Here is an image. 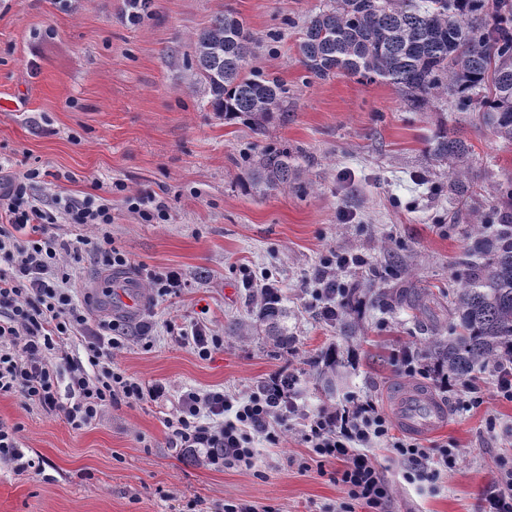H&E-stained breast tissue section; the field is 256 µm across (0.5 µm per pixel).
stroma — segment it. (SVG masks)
Listing matches in <instances>:
<instances>
[{"instance_id":"obj_1","label":"stroma","mask_w":512,"mask_h":512,"mask_svg":"<svg viewBox=\"0 0 512 512\" xmlns=\"http://www.w3.org/2000/svg\"><path fill=\"white\" fill-rule=\"evenodd\" d=\"M324 3L149 0L133 24L123 0H0V173L39 168L34 194L50 211L93 191L107 199L109 231L142 300L151 296L142 269L174 268L189 283L179 297L157 301L151 346L137 337L139 319L120 322L128 341L114 363L164 383V401H121L75 429L62 415L0 396V422L20 426L26 457L44 461L39 473L0 461V512H224L238 503L256 512H336L347 493L337 463L318 462L304 441L306 418L354 399L385 406L387 391L403 383L429 386L445 403L448 425L424 445L457 449L458 461L436 483L411 484L406 463L374 447L389 492L384 512H482L501 466H512V402L498 397L492 373L473 376L484 402L466 411L398 362L452 321L449 296L465 274L470 227L503 207L512 142L446 96L418 111L390 84L309 77L299 44ZM228 8L256 42L248 69L276 76L284 89L285 118L262 136L212 111L193 61L197 34ZM443 127L469 147L461 199L448 192L452 164L428 151ZM269 145L289 150L294 178L284 188H245L247 158ZM148 193L168 202V220L148 224L131 210L129 197ZM57 232L84 239L76 285L91 296L92 320H105L92 245L99 230L62 224ZM339 252L365 260L336 271L365 299L351 338L322 319L314 294L316 271ZM267 282L286 311L284 348L258 318ZM396 290L422 292L425 311L376 302L377 292ZM200 321L224 338L207 360L168 332L169 323ZM334 344L357 359L329 399L314 363ZM283 373L294 377L298 413L278 445L255 441L252 468L218 471L171 448L167 418L182 390L243 397Z\"/></svg>"}]
</instances>
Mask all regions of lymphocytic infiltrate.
<instances>
[{
	"label": "lymphocytic infiltrate",
	"mask_w": 512,
	"mask_h": 512,
	"mask_svg": "<svg viewBox=\"0 0 512 512\" xmlns=\"http://www.w3.org/2000/svg\"><path fill=\"white\" fill-rule=\"evenodd\" d=\"M38 169L0 177V395L17 394L62 414L76 429L91 425L118 401L133 405L165 397L161 383L146 384L114 367L115 350L125 345L115 323L93 322L79 302L69 265L79 249L56 233L58 223L107 226L112 211L94 196L65 200L58 212L42 208L31 194ZM80 340L85 355L65 349ZM66 370L68 397L58 392V372ZM286 376L257 385L246 399L223 390L181 393L168 426L172 447L201 454L205 465H254V437L278 444L295 411ZM314 453L343 467L336 480L350 498L379 507L387 488L366 450L387 443L408 464V480L432 481L455 467L457 451L430 454L418 444L391 436L386 416L375 403L310 416L303 434Z\"/></svg>",
	"instance_id": "f902f5d3"
}]
</instances>
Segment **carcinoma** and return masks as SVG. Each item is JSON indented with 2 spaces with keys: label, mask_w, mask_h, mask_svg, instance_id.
Instances as JSON below:
<instances>
[{
  "label": "carcinoma",
  "mask_w": 512,
  "mask_h": 512,
  "mask_svg": "<svg viewBox=\"0 0 512 512\" xmlns=\"http://www.w3.org/2000/svg\"><path fill=\"white\" fill-rule=\"evenodd\" d=\"M252 44L243 21L227 9L197 35L195 62L213 111L263 134L283 116V87L258 71L245 72ZM300 53L302 66L316 78L342 73L392 84L417 109L449 95L459 111L468 112L486 90L479 122L512 141V0H428L426 7L414 0H331L330 8L310 17ZM468 151L446 129L432 140L439 161H459ZM294 171L288 149H265L249 163L246 185L286 187ZM496 218L490 235L485 224L472 225L474 254L451 301L456 322L448 335L429 337L416 352L423 374L438 383L512 365V212L501 210ZM259 316L284 343L278 303L264 300ZM320 364L331 394L349 356L333 345Z\"/></svg>",
  "instance_id": "obj_1"
}]
</instances>
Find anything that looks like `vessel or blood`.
Instances as JSON below:
<instances>
[{
  "mask_svg": "<svg viewBox=\"0 0 512 512\" xmlns=\"http://www.w3.org/2000/svg\"><path fill=\"white\" fill-rule=\"evenodd\" d=\"M111 307L126 315H135L139 307L137 285L129 277L119 276L111 284ZM389 404L398 428L415 437H429L448 424L446 407L427 388L417 385L393 387Z\"/></svg>",
  "mask_w": 512,
  "mask_h": 512,
  "instance_id": "b4317fda",
  "label": "vessel or blood"
}]
</instances>
